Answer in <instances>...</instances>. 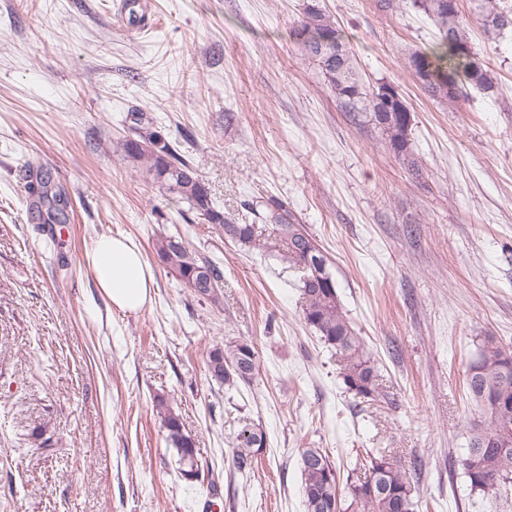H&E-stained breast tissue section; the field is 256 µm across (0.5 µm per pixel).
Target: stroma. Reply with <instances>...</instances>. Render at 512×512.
<instances>
[{"label":"stroma","mask_w":512,"mask_h":512,"mask_svg":"<svg viewBox=\"0 0 512 512\" xmlns=\"http://www.w3.org/2000/svg\"><path fill=\"white\" fill-rule=\"evenodd\" d=\"M334 21L365 89L396 87L412 115V174L342 112L292 30L309 2ZM0 0V512H305L298 459L321 448L350 475L390 448L420 477L417 512H512V485L471 492L452 469L485 426L465 372L484 336L512 352V32L490 38L459 0L496 88L455 102L409 66L439 41L412 0ZM140 107L190 159L219 208L286 201L327 257L384 397L355 406L301 319L299 272L231 240L124 160ZM65 191L70 220L37 223L30 170ZM133 239L155 273L126 315L95 286L96 238ZM181 238L220 260L223 297H195L157 259ZM253 341L259 371L225 395L206 353ZM168 398L196 442L184 480L153 406ZM267 446L229 466L243 422ZM219 496H212L208 481Z\"/></svg>","instance_id":"obj_1"}]
</instances>
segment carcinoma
Wrapping results in <instances>:
<instances>
[{"label": "carcinoma", "instance_id": "cac0c4a2", "mask_svg": "<svg viewBox=\"0 0 512 512\" xmlns=\"http://www.w3.org/2000/svg\"><path fill=\"white\" fill-rule=\"evenodd\" d=\"M413 6L435 24L441 40L430 53L420 56L434 67L437 80L425 85L436 99H456L464 84L479 90L494 88L493 75L472 51L459 6L448 0H413ZM487 36L512 31V9L497 0H476ZM301 52L317 62L324 83L336 94L344 112L357 117L366 114L379 130L393 153L415 171L417 164L409 153V125L402 117H388L377 110L375 93L360 83L353 54L343 42L336 26L321 10L307 5L294 32ZM456 86L448 91V83ZM132 136L122 143L124 159L144 162L147 181L189 210L224 232V237L241 245H254L262 236L261 225L270 224L285 243L288 259L298 266L301 312L304 324L319 335L320 341L336 356L338 377L344 390L359 403L380 397L378 367L341 307L332 275L317 276L308 259L325 258L305 225L297 222L288 204L269 197L246 205L253 215L249 224L239 223L231 213L215 204L209 187L199 178L192 162L182 156L141 109L127 114ZM51 176L44 174L29 184L28 193L38 216L45 224L66 222L68 199L50 186ZM156 257L189 291L205 300L220 302L224 281L221 267L192 251L181 239L160 237L154 244ZM208 371L212 380L231 390L249 384L259 371L255 346L243 338H230L208 351ZM467 390L470 399L488 417L485 428L471 431L466 454L453 462L470 485L484 495L497 493L512 482V353L493 336L479 344L475 361L469 366ZM155 407L166 431L167 443L175 449L179 473L187 481L198 473L195 439L184 432L180 417L162 396L154 398ZM265 432L252 423H244L236 436L230 467L246 473L266 447ZM299 468L305 512H415L419 477L407 470L401 459L377 448L366 451L359 465L363 476L341 482L340 469L321 448H304Z\"/></svg>", "mask_w": 512, "mask_h": 512}]
</instances>
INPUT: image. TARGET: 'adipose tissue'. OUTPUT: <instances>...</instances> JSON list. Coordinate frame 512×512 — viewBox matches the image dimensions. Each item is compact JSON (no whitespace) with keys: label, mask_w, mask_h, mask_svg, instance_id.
<instances>
[{"label":"adipose tissue","mask_w":512,"mask_h":512,"mask_svg":"<svg viewBox=\"0 0 512 512\" xmlns=\"http://www.w3.org/2000/svg\"><path fill=\"white\" fill-rule=\"evenodd\" d=\"M89 259L96 285L113 308L133 314L151 304L154 270L134 241L122 235L99 236Z\"/></svg>","instance_id":"ef3b65f1"}]
</instances>
